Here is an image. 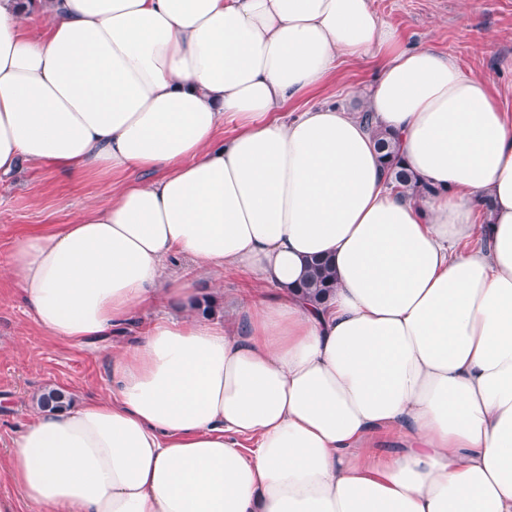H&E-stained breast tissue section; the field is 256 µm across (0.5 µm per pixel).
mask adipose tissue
Instances as JSON below:
<instances>
[{"instance_id":"ef3b65f1","label":"adipose tissue","mask_w":512,"mask_h":512,"mask_svg":"<svg viewBox=\"0 0 512 512\" xmlns=\"http://www.w3.org/2000/svg\"><path fill=\"white\" fill-rule=\"evenodd\" d=\"M353 58L434 194L393 192L345 109L275 119ZM23 160L134 175L16 243L36 323L96 346L167 308L107 396L14 438L39 512H512V113L487 80L369 0H0V175ZM175 254L248 270L250 308L201 316ZM313 257L336 276L320 303L296 291Z\"/></svg>"}]
</instances>
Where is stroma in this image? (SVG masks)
Here are the masks:
<instances>
[{
    "instance_id": "1",
    "label": "stroma",
    "mask_w": 512,
    "mask_h": 512,
    "mask_svg": "<svg viewBox=\"0 0 512 512\" xmlns=\"http://www.w3.org/2000/svg\"><path fill=\"white\" fill-rule=\"evenodd\" d=\"M371 6L405 46L431 47L487 79L512 113V0H371ZM376 74L372 61L343 62L328 85L289 104L278 117L290 121L308 107L341 101L360 111ZM120 180L117 174L106 182L27 162L0 178V495L16 496L6 472L8 450L18 430L38 413V396L49 389L62 390L76 403L106 396L112 351L129 347L139 333L138 325L127 326L108 350L50 336L23 302L6 270L7 257L21 237L73 223L83 209L105 204L111 183ZM167 271L193 279L198 288L219 289L215 316L227 321L242 311L252 287L250 273L242 268L207 271L174 258Z\"/></svg>"
}]
</instances>
